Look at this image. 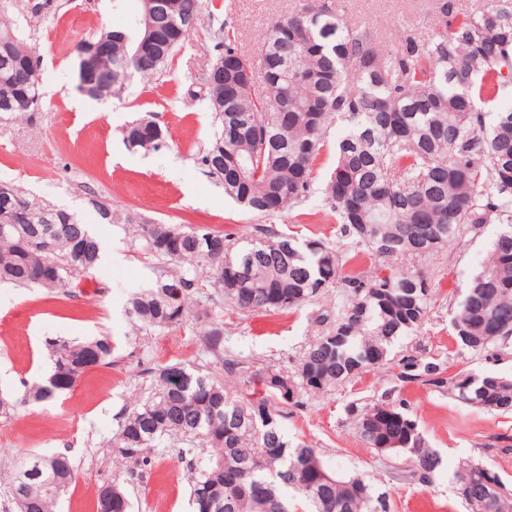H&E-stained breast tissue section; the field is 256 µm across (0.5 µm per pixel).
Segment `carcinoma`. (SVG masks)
<instances>
[{
	"instance_id": "obj_1",
	"label": "carcinoma",
	"mask_w": 512,
	"mask_h": 512,
	"mask_svg": "<svg viewBox=\"0 0 512 512\" xmlns=\"http://www.w3.org/2000/svg\"><path fill=\"white\" fill-rule=\"evenodd\" d=\"M440 19L423 35L405 33L385 49L380 32L352 25L311 5L274 19L254 61L221 27L224 51L210 68L205 100L216 131L198 153L207 176L257 216L302 203L313 163L328 128L344 131L324 194L343 249L320 239L297 240L262 224L238 247L233 235L207 225L148 222L124 216L133 236L158 261L152 286L135 293L126 315L138 330L183 324L190 303L203 352L216 374L183 362L145 368L151 395L123 416L112 439L126 464L128 483L143 481L157 459L176 449L189 472L191 512H388L371 478L327 465L317 449L293 442L281 419L323 393L390 361L402 337L423 323L431 302L421 272H345L364 255L375 263L428 257L484 224H500L488 260L451 309L450 326L463 350L497 361L512 350V109L494 110L500 89L512 85V0H495L477 14L442 0ZM204 20L202 0H170L154 18L170 41L138 53L142 30L103 28L112 52L94 63L95 85L83 95L102 101L122 94L135 77L162 74L186 38ZM15 13L0 10V114L22 115L42 102V55L29 43ZM167 130L146 113L123 129L128 150H156ZM23 207L18 224H0V283L67 293L98 268L97 236L77 215L37 201L20 186L0 182V195ZM104 224L119 221L112 204L92 201ZM177 266L176 271L170 265ZM340 288L345 302L316 317L326 333L305 348L296 370L252 363L224 346V306L278 314ZM46 377L24 385L20 396H0V417L70 390L86 370L112 363L106 336L48 344ZM396 385L384 400L348 403L345 412L366 447L398 461L395 474L422 487L434 484L442 464L400 396L399 386L435 388L459 403L489 413L512 411V376L462 369L448 373L439 358L404 354L393 361ZM259 390L239 399L223 376ZM74 478L63 454L24 452L5 479L3 495L18 512H56ZM466 480L468 512H503L512 486L480 463L464 460L448 475ZM130 512L123 484H102L96 512Z\"/></svg>"
}]
</instances>
